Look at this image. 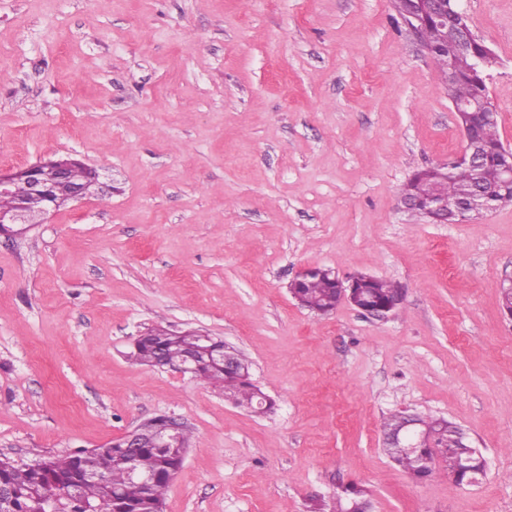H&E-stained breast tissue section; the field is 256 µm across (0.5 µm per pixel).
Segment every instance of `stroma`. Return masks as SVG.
<instances>
[{"label":"stroma","mask_w":512,"mask_h":512,"mask_svg":"<svg viewBox=\"0 0 512 512\" xmlns=\"http://www.w3.org/2000/svg\"><path fill=\"white\" fill-rule=\"evenodd\" d=\"M498 55L512 147V0H458ZM392 0H0V169L73 155L99 195L0 237V458L103 446L159 415L193 440L165 512H307L355 483L373 512H512V205L434 224L401 191L463 138ZM390 279L383 320L301 307L310 267ZM243 352L258 416L134 363L147 327ZM406 409L460 425L479 484L384 453ZM472 464L470 468L467 470H458L454 473V475L450 476L448 474V466L446 469V473L448 477L452 479V482L458 486H468L474 483L477 478H480L486 474V470L484 468L482 458L477 454H471Z\"/></svg>","instance_id":"obj_1"}]
</instances>
